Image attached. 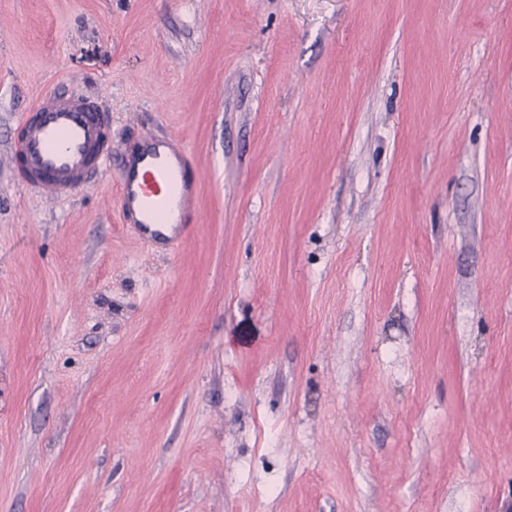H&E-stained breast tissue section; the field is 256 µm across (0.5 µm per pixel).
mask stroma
<instances>
[{"label": "stroma", "mask_w": 512, "mask_h": 512, "mask_svg": "<svg viewBox=\"0 0 512 512\" xmlns=\"http://www.w3.org/2000/svg\"><path fill=\"white\" fill-rule=\"evenodd\" d=\"M55 93L112 120L65 196ZM0 512H512V0H0ZM110 138L106 114L86 101L57 97L25 115L12 153L23 183L66 195L95 181ZM197 181L186 150L159 139L141 141L126 156L119 184L125 224L150 244L173 246L191 225Z\"/></svg>", "instance_id": "stroma-1"}]
</instances>
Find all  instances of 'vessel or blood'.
I'll list each match as a JSON object with an SVG mask.
<instances>
[{
    "instance_id": "1",
    "label": "vessel or blood",
    "mask_w": 512,
    "mask_h": 512,
    "mask_svg": "<svg viewBox=\"0 0 512 512\" xmlns=\"http://www.w3.org/2000/svg\"><path fill=\"white\" fill-rule=\"evenodd\" d=\"M109 117L88 102L58 97L25 116L13 144L21 181L66 195L95 181L109 157ZM197 174L189 153L159 139L141 141L123 164L119 210L153 245H174L189 229Z\"/></svg>"
}]
</instances>
